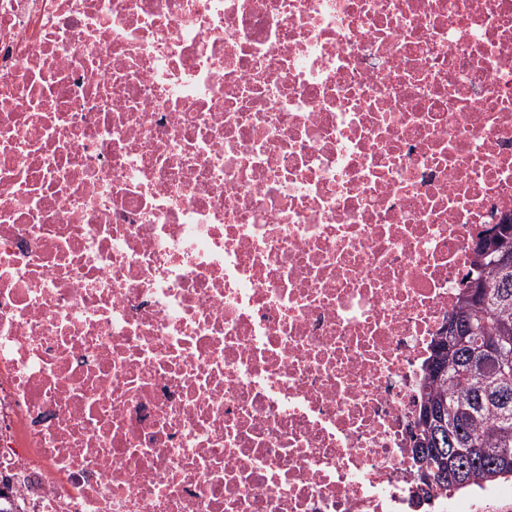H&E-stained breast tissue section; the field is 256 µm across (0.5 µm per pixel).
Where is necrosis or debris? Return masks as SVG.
I'll return each instance as SVG.
<instances>
[{
  "label": "necrosis or debris",
  "mask_w": 512,
  "mask_h": 512,
  "mask_svg": "<svg viewBox=\"0 0 512 512\" xmlns=\"http://www.w3.org/2000/svg\"><path fill=\"white\" fill-rule=\"evenodd\" d=\"M512 215V0H0L10 512H406Z\"/></svg>",
  "instance_id": "obj_1"
}]
</instances>
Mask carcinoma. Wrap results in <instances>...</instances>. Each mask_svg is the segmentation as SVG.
<instances>
[{"label": "carcinoma", "instance_id": "cac0c4a2", "mask_svg": "<svg viewBox=\"0 0 512 512\" xmlns=\"http://www.w3.org/2000/svg\"><path fill=\"white\" fill-rule=\"evenodd\" d=\"M497 235L479 250L484 300L477 304L459 297L448 314L457 318L458 335L436 340L427 364L419 411L439 413L437 423L420 429L429 443L431 472L439 493L448 495L512 479V266L493 262L501 247L512 249V223L497 225ZM478 327L468 335L466 321ZM465 460L467 471L448 481V449ZM480 448L481 455L470 454Z\"/></svg>", "mask_w": 512, "mask_h": 512}]
</instances>
